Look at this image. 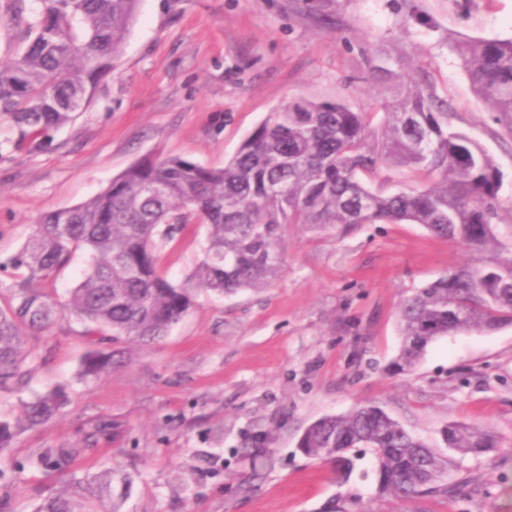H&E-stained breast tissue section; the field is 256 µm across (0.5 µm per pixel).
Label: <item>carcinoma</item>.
<instances>
[{"instance_id": "carcinoma-1", "label": "carcinoma", "mask_w": 512, "mask_h": 512, "mask_svg": "<svg viewBox=\"0 0 512 512\" xmlns=\"http://www.w3.org/2000/svg\"><path fill=\"white\" fill-rule=\"evenodd\" d=\"M139 0H6L21 28L0 61V117L34 148L39 137L70 122L112 72L136 19ZM475 96L512 131V37L456 43ZM383 120L344 103L297 101L267 114L224 166L169 156L142 158L93 198L43 215L14 257L10 298L0 307V392L26 382L37 360L31 340L73 317L94 336L80 375L112 367L117 345L153 344L194 304V290L218 294L269 287L282 271L285 224L334 229L345 236L364 224H420L458 241L472 262L439 276L400 307L403 346L395 361L412 371L429 345L464 330L493 332L512 325V247L501 239L502 175L486 150L448 126L450 106L434 88L407 85L381 104ZM406 173L381 178L383 169ZM189 224L207 227L206 245L189 282H171L161 249ZM78 249L88 256L81 281L60 302L35 287L65 267ZM65 404L50 392L24 406L21 421L0 420V465L9 463L20 432L54 418ZM441 444L419 437L383 409L358 404L310 424L302 453L352 472L350 449L374 461L379 494L402 500L468 496V482L448 481L455 455L480 456L497 447L479 425L450 423ZM71 452L46 449L39 461L69 473ZM112 471L96 477L94 501L44 498L35 512H121Z\"/></svg>"}]
</instances>
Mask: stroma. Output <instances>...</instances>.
I'll use <instances>...</instances> for the list:
<instances>
[{
  "instance_id": "stroma-1",
  "label": "stroma",
  "mask_w": 512,
  "mask_h": 512,
  "mask_svg": "<svg viewBox=\"0 0 512 512\" xmlns=\"http://www.w3.org/2000/svg\"><path fill=\"white\" fill-rule=\"evenodd\" d=\"M510 36L512 0H140L113 72L49 143L15 149L14 128L0 120V304L39 217L92 198L135 161L220 167L287 102L375 113L401 83H431L450 104L451 129L492 157L499 228L512 243V131L475 97L453 49L458 37ZM204 239L192 224L162 249L172 282L186 281ZM280 249L270 287L197 291L167 336L123 344L121 363L99 379L79 376L91 349L82 322L43 332L26 387L0 394V418L18 420L49 390L66 404L19 435L14 467L0 471V512L73 494L35 462L60 447L75 449L84 495L101 469H111L113 491L131 479L123 512H325L349 495L364 512H512V326L441 338L411 372L394 369L403 300L472 253L418 224H367L342 238L287 224ZM359 403L428 438L453 421L483 425L498 446L452 471L470 483L466 500L381 496L371 456L342 479L297 449L310 423ZM104 420L109 438L83 447Z\"/></svg>"
}]
</instances>
